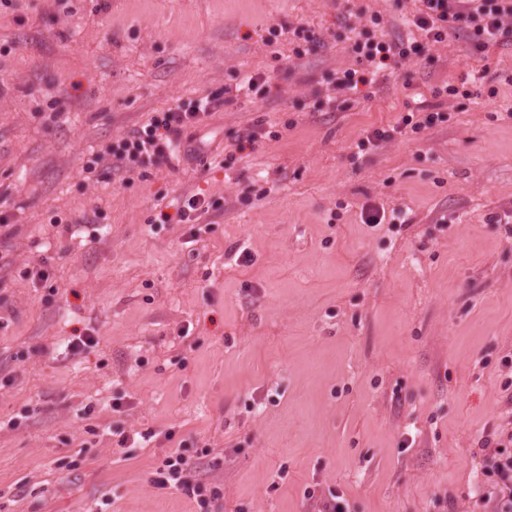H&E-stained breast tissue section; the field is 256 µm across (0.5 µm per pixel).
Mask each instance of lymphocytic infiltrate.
<instances>
[{
  "label": "lymphocytic infiltrate",
  "mask_w": 512,
  "mask_h": 512,
  "mask_svg": "<svg viewBox=\"0 0 512 512\" xmlns=\"http://www.w3.org/2000/svg\"><path fill=\"white\" fill-rule=\"evenodd\" d=\"M421 33L420 39H376L361 31L352 38L350 49L358 68L338 71L333 94L323 105L337 108V96L355 93L364 85L387 78L410 55H419L430 43L444 42L448 35L463 33L470 51L485 53L512 36V0H420L411 20ZM224 108L223 91H215L194 100L188 107L176 106L152 113L142 124L93 156L92 164L104 169L134 170L148 166H172L176 157L196 159L199 149L193 128L203 125L215 112ZM481 472L484 480L479 499L484 512H512V408L506 409L504 424L482 448ZM158 488L173 485L197 503L220 497V482L202 481L182 449H175L155 473Z\"/></svg>",
  "instance_id": "lymphocytic-infiltrate-1"
}]
</instances>
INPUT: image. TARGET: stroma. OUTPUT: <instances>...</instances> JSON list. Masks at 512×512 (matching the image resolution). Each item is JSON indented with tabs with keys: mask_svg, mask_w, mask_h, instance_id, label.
I'll return each instance as SVG.
<instances>
[{
	"mask_svg": "<svg viewBox=\"0 0 512 512\" xmlns=\"http://www.w3.org/2000/svg\"><path fill=\"white\" fill-rule=\"evenodd\" d=\"M414 8L0 0V512H306L309 489L350 512H482L476 454L512 393V43L451 37L319 107L357 65L352 32H404ZM284 24L322 47L266 44ZM245 71L270 76L264 98L236 95ZM217 89L198 159L87 172ZM419 109L444 120L395 132ZM256 124L232 169L212 163ZM375 129L391 139L359 150ZM190 193L218 201L208 229L151 223ZM85 215L98 240L68 231ZM76 331L96 343L73 357ZM206 446L223 497L153 485L171 451Z\"/></svg>",
	"mask_w": 512,
	"mask_h": 512,
	"instance_id": "obj_1",
	"label": "stroma"
}]
</instances>
